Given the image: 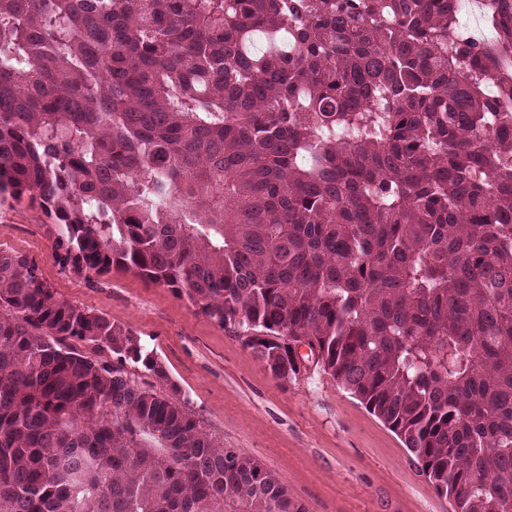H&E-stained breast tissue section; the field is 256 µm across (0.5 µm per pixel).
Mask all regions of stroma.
Returning <instances> with one entry per match:
<instances>
[{
  "label": "stroma",
  "mask_w": 512,
  "mask_h": 512,
  "mask_svg": "<svg viewBox=\"0 0 512 512\" xmlns=\"http://www.w3.org/2000/svg\"><path fill=\"white\" fill-rule=\"evenodd\" d=\"M55 237L39 204L0 196V249L35 259L58 294L135 331L171 378L155 383L139 370L136 381L178 390L210 436L260 460L307 512H452L400 438L332 376L281 381L171 289L65 267Z\"/></svg>",
  "instance_id": "obj_1"
}]
</instances>
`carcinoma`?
Wrapping results in <instances>:
<instances>
[{"label":"carcinoma","instance_id":"1","mask_svg":"<svg viewBox=\"0 0 512 512\" xmlns=\"http://www.w3.org/2000/svg\"><path fill=\"white\" fill-rule=\"evenodd\" d=\"M457 12L0 0V193L74 272L170 288L276 378L308 347L453 512H512V0L483 44ZM129 364L169 382L0 249V512H306Z\"/></svg>","mask_w":512,"mask_h":512}]
</instances>
